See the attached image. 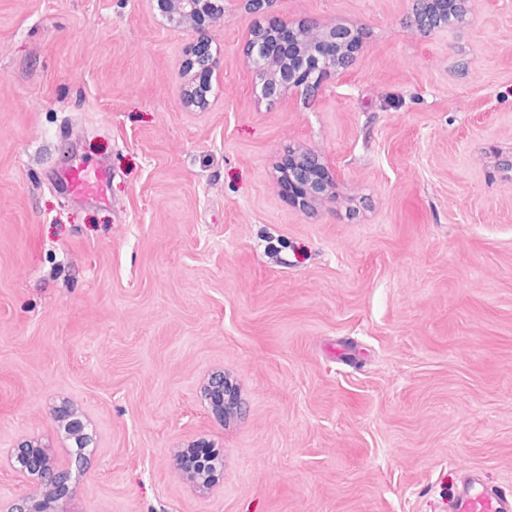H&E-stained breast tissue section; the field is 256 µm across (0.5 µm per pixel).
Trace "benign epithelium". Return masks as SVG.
<instances>
[{
  "label": "benign epithelium",
  "instance_id": "benign-epithelium-1",
  "mask_svg": "<svg viewBox=\"0 0 512 512\" xmlns=\"http://www.w3.org/2000/svg\"><path fill=\"white\" fill-rule=\"evenodd\" d=\"M152 17L174 29H190L194 42L183 70L194 76H205L202 84L189 83L183 103L188 108L206 109L212 91V78L220 68V60L212 51V38L205 24L224 17V0H145ZM435 0H425L426 12L416 21L425 31L453 26L449 12L433 8ZM294 31L298 54L272 57L265 52L271 29L260 24L248 31L242 47L244 64L250 73L252 92L259 103L273 107L294 94L313 98L328 76H340L350 67L353 50L360 32L351 27L326 25L315 20L288 25ZM327 170L323 156L314 150H298L290 154L288 180L299 189L298 204L307 208L327 197L326 185L316 178ZM58 427L70 438L78 433L80 421L69 409L59 412ZM203 469L194 473L199 484L210 485L224 472V453L215 448L202 460ZM12 467L31 479L32 487L17 498L9 512H67V501L74 494L70 472L54 464L45 448L24 441L13 452Z\"/></svg>",
  "mask_w": 512,
  "mask_h": 512
}]
</instances>
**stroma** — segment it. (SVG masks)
Listing matches in <instances>:
<instances>
[{
    "label": "stroma",
    "mask_w": 512,
    "mask_h": 512,
    "mask_svg": "<svg viewBox=\"0 0 512 512\" xmlns=\"http://www.w3.org/2000/svg\"><path fill=\"white\" fill-rule=\"evenodd\" d=\"M413 6L272 0L364 39L269 108L257 18L224 0L194 112V35L144 0H0L1 502L26 439L69 465L74 512H446L469 471L512 486V0L432 32ZM291 144L336 183L311 212L277 181ZM76 163L110 165L111 205L71 195ZM203 441L208 489L178 461ZM203 469L200 472L191 473L199 484L209 486L215 479L224 472V453L220 448H213L211 454L201 460Z\"/></svg>",
    "instance_id": "stroma-1"
}]
</instances>
